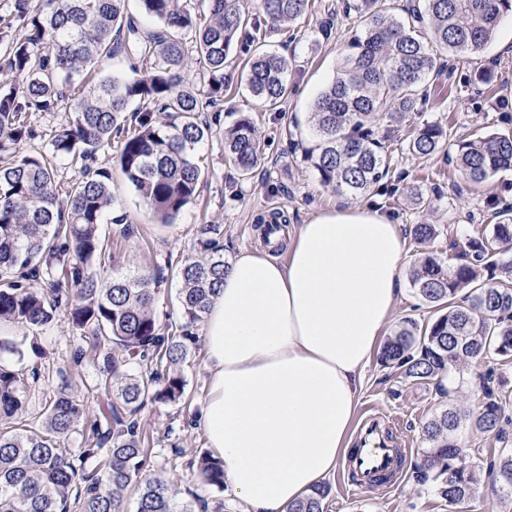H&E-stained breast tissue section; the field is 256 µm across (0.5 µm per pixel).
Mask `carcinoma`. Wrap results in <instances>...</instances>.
<instances>
[{
	"label": "carcinoma",
	"mask_w": 512,
	"mask_h": 512,
	"mask_svg": "<svg viewBox=\"0 0 512 512\" xmlns=\"http://www.w3.org/2000/svg\"><path fill=\"white\" fill-rule=\"evenodd\" d=\"M129 0H14L0 16V323L35 333L61 313L93 340L96 387L116 405L106 427L73 454L60 439L84 417L80 397L66 379L38 412L21 422L28 381L15 368L36 338L0 341V512H126L124 492L136 491L135 512H207L202 500L177 497L168 481L145 477L146 455L137 415L149 402L176 403L186 393L183 365L197 337L187 327L205 319L223 282L220 226L200 225L206 256L183 263L178 302L185 328L160 325L153 311L159 281L146 274L114 277L105 268L100 225L112 221V173L96 166L99 150L117 143L122 174L152 218L168 224L196 202L204 183L197 151L211 131L203 113L222 111L224 66L238 45L257 46L264 21L240 0H134L153 19L141 28ZM309 0H264L272 20L293 23ZM363 30L344 47L341 66L315 99L317 140L306 159L321 181L341 194L364 197L390 169L372 123L397 124L423 103L422 87L454 65L448 60L482 52L495 38L512 0H423L396 16L389 0H364ZM425 23L431 40L419 39ZM123 51L129 73L119 78L100 65ZM252 96L275 109L288 97V60L258 52L247 63ZM34 112H63L50 153L21 150L34 137ZM447 132L420 127L409 143L417 158L442 148ZM224 156L243 177L262 159L254 120L243 115L224 131ZM77 166L59 179L55 159ZM462 178L480 184L512 169V135L462 138L452 158ZM499 221L470 240L455 263L427 252L413 270L416 295L441 314L423 325L409 321L383 344L382 365L406 379L453 380L460 364L494 359L512 366V208L489 202ZM414 239L430 243L432 224H415ZM467 303L458 305L457 294ZM507 394L490 392L478 412L448 407L422 427L420 482L430 483L448 507L458 508L483 486L482 468L458 443L462 423L504 443ZM202 482L224 487L222 461L199 458ZM492 490L512 503V449L490 461ZM330 487L322 484L288 512H323Z\"/></svg>",
	"instance_id": "cac0c4a2"
}]
</instances>
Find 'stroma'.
<instances>
[{
  "mask_svg": "<svg viewBox=\"0 0 512 512\" xmlns=\"http://www.w3.org/2000/svg\"><path fill=\"white\" fill-rule=\"evenodd\" d=\"M361 2L311 0L308 14L294 23L290 37L279 32L277 22H269L266 47L289 62L288 97L277 109L265 107L250 95L241 81L248 56L243 52L234 55L224 70L221 121L214 124L211 138L198 152L207 182L198 202L184 209L174 223H151L144 204L116 168V148L99 151V165L112 171L113 213L120 218L119 223L100 227L109 243L108 265L116 273L136 269L161 277L154 300L160 323L183 321L176 302L177 270L182 260L204 255L199 225H220L224 258L229 261L239 251L263 249L255 234L259 217L279 212L294 227L340 201V194L324 184L304 158L305 149L315 139L308 113L318 92L336 74L341 44L359 31L357 6ZM454 64L447 84L427 82L423 106L406 123L391 127L376 122V136L383 143L390 170L382 187L367 197L368 203L391 214L403 228L437 225L434 248L444 259L465 251L470 238L488 234L495 222L487 208L490 198H498L504 207L512 204V171L470 185L448 162L452 139L473 133H512V17L503 19L485 51L456 58ZM242 115L253 118L264 153L261 164L245 178L224 162V130ZM428 122L449 129L451 141L432 158L419 159L409 153L408 142ZM405 182L430 200V207L404 197L388 198V191ZM37 343L40 355H28L24 361L25 367L36 368L40 374L30 388L29 415H36L62 369L75 390L83 393L88 421L104 420L112 404L110 396L84 394V387L94 383V368L89 362L73 361L74 352L87 346L83 332L62 315L39 331ZM184 375L185 399L149 404L138 416L148 469L166 478L182 500L204 499L208 512H240L242 504L231 490L206 486L197 473L199 456L209 450L197 421L207 394L204 345L193 349ZM503 383L512 387V367L491 359L472 362L455 377V397L475 411L485 403L488 391ZM445 402L435 381L404 380L379 360H372L359 407L391 424L393 440L406 462L397 479L360 492L354 491L344 471H337L329 480L331 492L323 502L324 512H448L447 503L432 487L420 485L414 473L423 446L422 426Z\"/></svg>",
  "mask_w": 512,
  "mask_h": 512,
  "instance_id": "obj_1",
  "label": "stroma"
}]
</instances>
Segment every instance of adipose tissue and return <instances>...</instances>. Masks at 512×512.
<instances>
[{
  "label": "adipose tissue",
  "instance_id": "1",
  "mask_svg": "<svg viewBox=\"0 0 512 512\" xmlns=\"http://www.w3.org/2000/svg\"><path fill=\"white\" fill-rule=\"evenodd\" d=\"M269 240L230 262L202 330L201 426L244 512H288L336 473L403 293L401 229L374 206L342 202Z\"/></svg>",
  "mask_w": 512,
  "mask_h": 512
}]
</instances>
